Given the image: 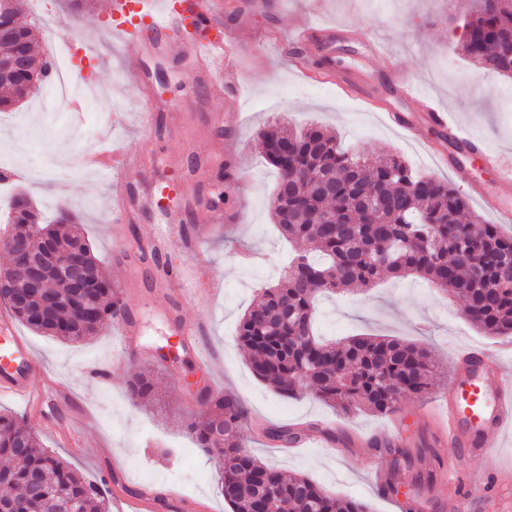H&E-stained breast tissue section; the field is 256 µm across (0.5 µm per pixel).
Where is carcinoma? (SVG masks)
<instances>
[{"label":"carcinoma","instance_id":"1","mask_svg":"<svg viewBox=\"0 0 512 512\" xmlns=\"http://www.w3.org/2000/svg\"><path fill=\"white\" fill-rule=\"evenodd\" d=\"M27 0H0V54L18 57L22 66L0 71V111L25 100L49 83V63L37 60L32 28L19 21ZM458 49L490 74L512 77V0L485 4L476 0ZM265 158L278 180L273 218L282 237L301 243L282 280L264 289L262 300L243 314L237 329L252 353L251 368L282 396L309 390L344 415L367 409L390 414L405 392L423 394L436 383L439 365L427 349L394 338L359 335L323 340L315 333L316 296L348 289L367 290L385 276L415 275L449 290L463 304L469 320L485 335L512 337V235L473 216L462 221L468 202L449 183L415 172L397 155L376 162L342 149L319 126L300 131L278 124L259 132ZM309 171L331 187L297 177ZM9 222L37 224L45 242L77 246L87 266L85 287L51 278L45 296L61 298L54 316L40 318L37 303L14 304V316L30 329L78 341L98 332L112 317L119 299L101 275L80 225L60 212L42 224L28 199L13 197ZM94 304L93 316L77 321L76 308ZM129 397L152 398L154 383L141 372L129 382ZM188 424L197 446L212 452L213 433L224 437L220 465L224 500L231 512H256L264 485L279 488L274 512H368L366 505L340 498L304 476H285L244 446L240 402L227 393ZM291 425L265 431L286 447L302 438ZM41 482L31 496L29 476ZM0 512H15L24 502L30 512H58L59 492L79 500L81 512H107L104 492L41 447L15 414L0 412Z\"/></svg>","mask_w":512,"mask_h":512}]
</instances>
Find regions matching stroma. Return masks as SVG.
<instances>
[{"label":"stroma","mask_w":512,"mask_h":512,"mask_svg":"<svg viewBox=\"0 0 512 512\" xmlns=\"http://www.w3.org/2000/svg\"><path fill=\"white\" fill-rule=\"evenodd\" d=\"M55 17V30L40 28L42 56H49L52 40L70 39L80 50H92L89 68L74 64L77 78L86 85L82 97L81 125L89 136L72 145V162L54 165L50 175L32 180L16 170L15 183L46 218L65 209L81 224L101 272L120 300L138 313L126 354L115 350L112 323L101 332L78 342L38 333L28 338L40 362L60 381L70 385L87 404L90 419L79 413L46 404L32 414L8 398L0 399V410L22 419L43 446L92 480L114 468H122L127 489L170 486L186 498L206 503L210 512H230L221 491L215 457L196 448L187 429L190 420L206 412L188 381L215 384L240 398L247 412L243 422L244 443L262 462L283 474L308 477L339 497L365 504L369 512H401L402 495L432 480L436 470L452 457L454 448H434L436 424L423 415L438 391L452 382L453 349L470 344L497 351L499 339L485 335L464 316L460 304L445 292L418 277H385L375 288L359 293H339L319 301L318 329L328 337L358 334L392 336L426 347L440 367L433 392L405 394L408 407L398 427L388 417L370 412L340 414L305 394L283 398L259 381L249 366V353L237 339V327L250 304L259 299L261 288L277 283L278 263L287 262L291 245L282 239L273 220L275 170L258 145V132L277 122L290 129L318 125L347 146L363 150L368 158L395 154L415 170L448 182L471 209L488 223L496 218L486 202L496 199L494 174L478 161L467 160L462 175L439 169L425 157L423 147L440 140L437 129L419 122L416 137H408L384 119L395 110L417 116L413 99L402 97L390 79L391 68H399L424 86L452 118L484 141L486 146L512 159V78L491 75L458 54L454 44L463 32L471 9L470 0H400L395 9L371 6L370 0H223L221 24L233 29L240 47L224 73L225 83L235 91L219 97L204 86H192L182 63L174 58L142 56L136 44L113 43L106 29L112 21V0H88L82 12H74L69 0H43ZM332 26V41L302 43L310 66L329 68L335 76L358 82L370 95L371 104L341 95L334 85L307 81L292 65L293 48L285 36L296 18ZM383 44L385 56L374 55L371 42ZM160 69L163 81L154 82L158 100L180 108L186 132H173L146 143L139 115L147 100L128 76L136 66ZM68 103L49 104L35 94L16 109L0 112V145L30 142L29 161L38 166L53 158L59 142L46 118L50 112H70ZM213 112L239 113L241 125L234 141H221L209 124ZM124 141L131 154L143 155L154 176V184L182 181L174 160L188 161L214 149H223L235 164L237 175L246 177L245 192L225 189L226 208L240 210L235 224H186L181 242L173 244L166 257L172 269L185 271L190 287L218 281L222 292L209 308L200 307L193 296L181 301L186 320L204 321L197 346L182 352L171 367L157 366L153 351L174 343L172 326L163 315L166 295L150 290L144 272L126 274L117 265L126 240L166 232L167 209L150 204L154 184H141L148 200L134 231L117 236L110 216L109 187L92 170L72 181L67 194H59V181L68 176L72 163L94 150L93 140L107 134ZM107 362L106 378L89 375L93 363ZM153 369L157 398L148 406L127 395V381L136 371ZM316 423V437L331 435L333 449L302 445L277 448L256 427ZM390 431L392 447L409 452L406 460H394L386 450L368 451L352 443V436L365 438ZM78 434L82 453L66 444L68 434ZM387 472L400 494L392 496L375 488L370 471ZM472 477L512 485V434L504 447L471 458Z\"/></svg>","instance_id":"obj_1"}]
</instances>
